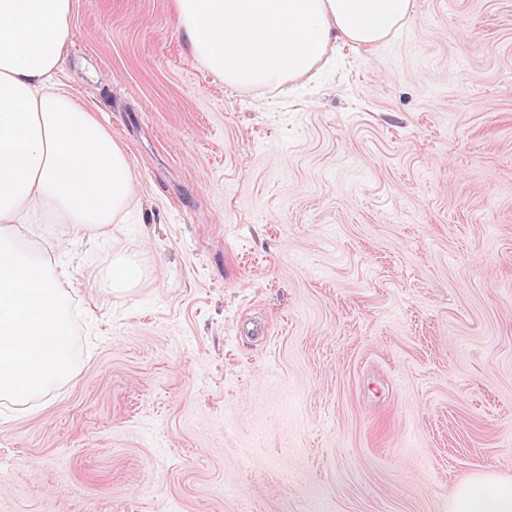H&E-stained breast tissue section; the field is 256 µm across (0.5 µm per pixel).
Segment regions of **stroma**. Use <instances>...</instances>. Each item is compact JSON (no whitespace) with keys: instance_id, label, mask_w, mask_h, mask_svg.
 Instances as JSON below:
<instances>
[{"instance_id":"35a3bbf8","label":"stroma","mask_w":512,"mask_h":512,"mask_svg":"<svg viewBox=\"0 0 512 512\" xmlns=\"http://www.w3.org/2000/svg\"><path fill=\"white\" fill-rule=\"evenodd\" d=\"M73 2L58 81L137 200L72 266L73 377L0 404V512H448L512 475V0H414L281 91L170 0ZM112 288L123 291L134 288L143 273L138 264L129 259L114 258L107 263Z\"/></svg>"}]
</instances>
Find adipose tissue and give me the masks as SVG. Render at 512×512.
Returning a JSON list of instances; mask_svg holds the SVG:
<instances>
[{
	"label": "adipose tissue",
	"instance_id": "obj_1",
	"mask_svg": "<svg viewBox=\"0 0 512 512\" xmlns=\"http://www.w3.org/2000/svg\"><path fill=\"white\" fill-rule=\"evenodd\" d=\"M73 0H0V401L24 405L71 374L68 246L34 254L43 218L94 237L126 210L124 145L60 86ZM192 52L225 83L279 86L340 42L372 48L412 18L413 0H172ZM448 512H512V480L461 481Z\"/></svg>",
	"mask_w": 512,
	"mask_h": 512
}]
</instances>
